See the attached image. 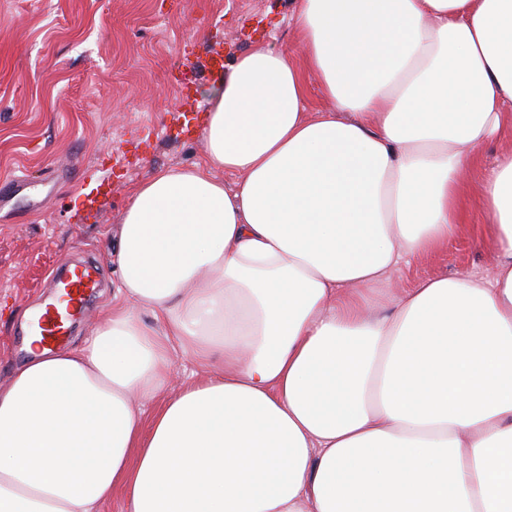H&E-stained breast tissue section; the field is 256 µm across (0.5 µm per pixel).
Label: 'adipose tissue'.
<instances>
[{"instance_id":"adipose-tissue-1","label":"adipose tissue","mask_w":512,"mask_h":512,"mask_svg":"<svg viewBox=\"0 0 512 512\" xmlns=\"http://www.w3.org/2000/svg\"><path fill=\"white\" fill-rule=\"evenodd\" d=\"M290 22L302 60L240 54L204 163L134 190L88 344L46 347L25 313L0 512L117 490L127 512H512V149L480 199L490 274L374 305L456 236L467 162L512 125V0H295ZM178 350L205 378L146 413Z\"/></svg>"}]
</instances>
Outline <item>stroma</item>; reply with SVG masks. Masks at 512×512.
I'll return each instance as SVG.
<instances>
[{
	"instance_id": "35a3bbf8",
	"label": "stroma",
	"mask_w": 512,
	"mask_h": 512,
	"mask_svg": "<svg viewBox=\"0 0 512 512\" xmlns=\"http://www.w3.org/2000/svg\"><path fill=\"white\" fill-rule=\"evenodd\" d=\"M292 0H0V383L25 358L19 319L53 292L57 272L93 261L103 285L59 347L79 348L120 286L119 228L133 190L157 170L203 163L201 114L214 58L258 43L300 56ZM512 135L467 166L469 210L434 256L401 265L379 292L421 278L488 273L489 216L478 198Z\"/></svg>"
}]
</instances>
